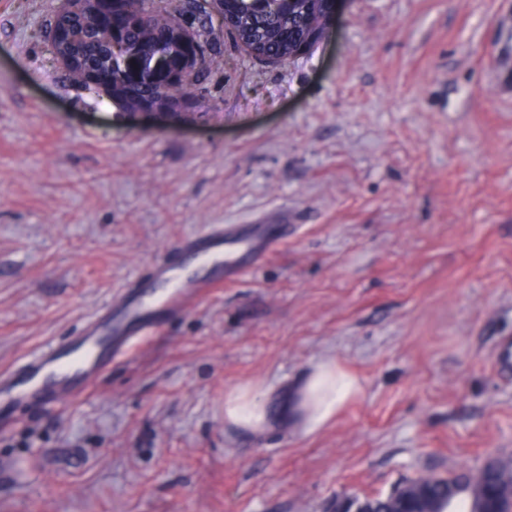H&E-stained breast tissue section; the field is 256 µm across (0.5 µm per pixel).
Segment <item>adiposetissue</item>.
I'll return each mask as SVG.
<instances>
[{"instance_id":"1","label":"adipose tissue","mask_w":512,"mask_h":512,"mask_svg":"<svg viewBox=\"0 0 512 512\" xmlns=\"http://www.w3.org/2000/svg\"><path fill=\"white\" fill-rule=\"evenodd\" d=\"M362 391L360 380L334 361L316 363L283 408L300 427L311 431L322 427ZM268 391L262 385L240 387L224 399V420L253 434L271 425Z\"/></svg>"}]
</instances>
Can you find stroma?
<instances>
[{"instance_id":"obj_1","label":"stroma","mask_w":512,"mask_h":512,"mask_svg":"<svg viewBox=\"0 0 512 512\" xmlns=\"http://www.w3.org/2000/svg\"><path fill=\"white\" fill-rule=\"evenodd\" d=\"M61 3L0 0V372L206 225L288 237L78 398L13 406L0 512H336L512 457V0H339L278 64L220 39L186 122L68 88ZM327 359L363 391L305 432L281 409ZM255 383L261 436L224 421Z\"/></svg>"}]
</instances>
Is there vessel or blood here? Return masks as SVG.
Masks as SVG:
<instances>
[{"instance_id":"1","label":"vessel or blood","mask_w":512,"mask_h":512,"mask_svg":"<svg viewBox=\"0 0 512 512\" xmlns=\"http://www.w3.org/2000/svg\"><path fill=\"white\" fill-rule=\"evenodd\" d=\"M288 230L284 224H212L185 237L181 264L154 262L145 276L86 323L69 344H50L17 371L0 375V410L21 401L52 405L84 390L119 356L130 341L158 323L195 306L212 285L203 275L185 274V262L206 263L228 282L243 279L277 249Z\"/></svg>"}]
</instances>
